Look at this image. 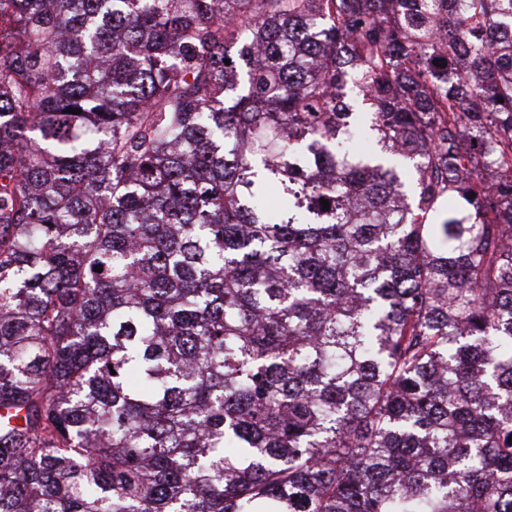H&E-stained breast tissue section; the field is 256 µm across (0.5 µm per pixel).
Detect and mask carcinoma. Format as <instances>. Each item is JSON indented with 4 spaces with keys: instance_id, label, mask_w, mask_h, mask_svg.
Returning a JSON list of instances; mask_svg holds the SVG:
<instances>
[{
    "instance_id": "1",
    "label": "carcinoma",
    "mask_w": 512,
    "mask_h": 512,
    "mask_svg": "<svg viewBox=\"0 0 512 512\" xmlns=\"http://www.w3.org/2000/svg\"><path fill=\"white\" fill-rule=\"evenodd\" d=\"M511 436L512 0H0V512H512Z\"/></svg>"
}]
</instances>
